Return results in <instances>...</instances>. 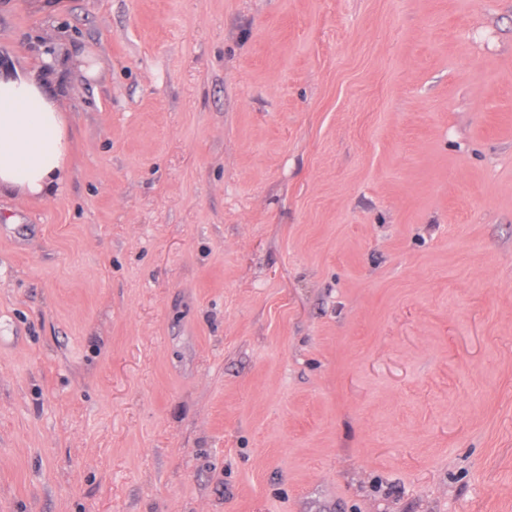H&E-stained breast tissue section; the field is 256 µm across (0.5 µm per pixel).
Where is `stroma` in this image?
I'll return each mask as SVG.
<instances>
[{
    "label": "stroma",
    "instance_id": "35a3bbf8",
    "mask_svg": "<svg viewBox=\"0 0 512 512\" xmlns=\"http://www.w3.org/2000/svg\"><path fill=\"white\" fill-rule=\"evenodd\" d=\"M51 62L0 512H512V0H0Z\"/></svg>",
    "mask_w": 512,
    "mask_h": 512
}]
</instances>
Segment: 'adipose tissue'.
Here are the masks:
<instances>
[{
	"instance_id": "obj_1",
	"label": "adipose tissue",
	"mask_w": 512,
	"mask_h": 512,
	"mask_svg": "<svg viewBox=\"0 0 512 512\" xmlns=\"http://www.w3.org/2000/svg\"><path fill=\"white\" fill-rule=\"evenodd\" d=\"M72 153L67 118L45 80L21 72L0 77V192L59 189Z\"/></svg>"
}]
</instances>
